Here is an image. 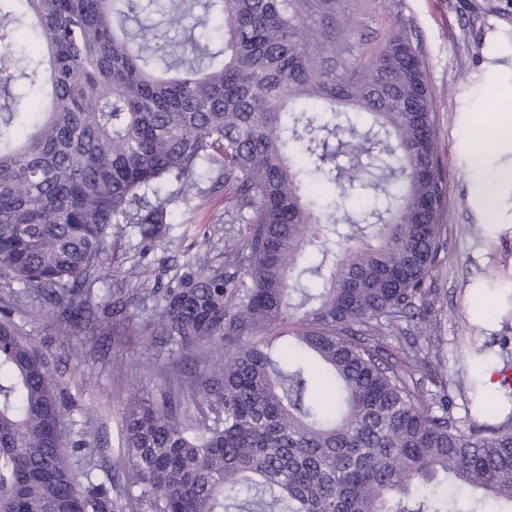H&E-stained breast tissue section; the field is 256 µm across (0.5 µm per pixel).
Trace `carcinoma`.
Listing matches in <instances>:
<instances>
[{
    "instance_id": "carcinoma-1",
    "label": "carcinoma",
    "mask_w": 512,
    "mask_h": 512,
    "mask_svg": "<svg viewBox=\"0 0 512 512\" xmlns=\"http://www.w3.org/2000/svg\"><path fill=\"white\" fill-rule=\"evenodd\" d=\"M154 2L0 0V282L119 337L128 299L95 316L93 277L125 225L151 240L168 224L160 184L193 188L207 165L224 223L249 233L227 241L236 271L199 255L142 330L177 349L155 397L123 408L120 484L90 457L75 470L64 417L81 414L75 451L98 417L0 302V512H454L453 489L483 492L469 512H512V417L466 424L445 392L426 405L416 342L378 357L443 247L433 91L407 34L338 76L336 44L301 28L310 0H205L195 18V0H172L162 28L139 20ZM29 95L41 111H22ZM311 174L385 202L344 232L336 197L306 194ZM305 273L321 287H299ZM189 399L195 416L179 413Z\"/></svg>"
}]
</instances>
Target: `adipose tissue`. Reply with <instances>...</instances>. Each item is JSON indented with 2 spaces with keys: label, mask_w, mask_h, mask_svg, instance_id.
<instances>
[{
  "label": "adipose tissue",
  "mask_w": 512,
  "mask_h": 512,
  "mask_svg": "<svg viewBox=\"0 0 512 512\" xmlns=\"http://www.w3.org/2000/svg\"><path fill=\"white\" fill-rule=\"evenodd\" d=\"M474 149L470 158L473 198L488 223H496L498 200L486 192L483 182L486 159L502 149H512V89L503 90L499 110L489 127L471 136Z\"/></svg>",
  "instance_id": "ef3b65f1"
}]
</instances>
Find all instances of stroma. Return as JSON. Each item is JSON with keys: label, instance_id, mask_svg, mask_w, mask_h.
<instances>
[{"label": "stroma", "instance_id": "35a3bbf8", "mask_svg": "<svg viewBox=\"0 0 512 512\" xmlns=\"http://www.w3.org/2000/svg\"><path fill=\"white\" fill-rule=\"evenodd\" d=\"M482 0H331L302 13L304 29L322 33L336 44L330 64L339 68L369 61L383 48L388 33L405 29L422 58L434 93L435 119L442 144L441 165L446 184L442 222L446 241L440 267L422 309L434 311L439 324L431 343L441 357L439 379L448 381L452 411L458 418L477 413L489 401L484 370L499 371L494 353L467 359L461 342L482 345L490 336L504 337L512 346V190L500 189L497 223H485L471 200L469 158L461 144L467 128L487 124L499 105L500 92L512 86V0H500V11H481ZM166 233L142 242L137 225L110 239L106 267L93 284L98 296L119 287L146 282L158 290L172 286L176 277L191 276L200 247H207L213 265L226 263L228 236H244V224L224 221L223 188L184 192L170 207ZM18 318L40 348L66 354L61 365L65 379L78 390L83 406L98 413L99 431L91 455L100 470L121 480L124 450L121 412L133 399L155 395L163 368L174 351L168 341L149 343L138 336L141 322L156 309L155 302H134L128 308L127 334L95 339L69 331L55 322L41 298L16 299ZM466 371L475 389L458 390L459 372ZM91 375L82 385V375Z\"/></svg>", "mask_w": 512, "mask_h": 512}]
</instances>
